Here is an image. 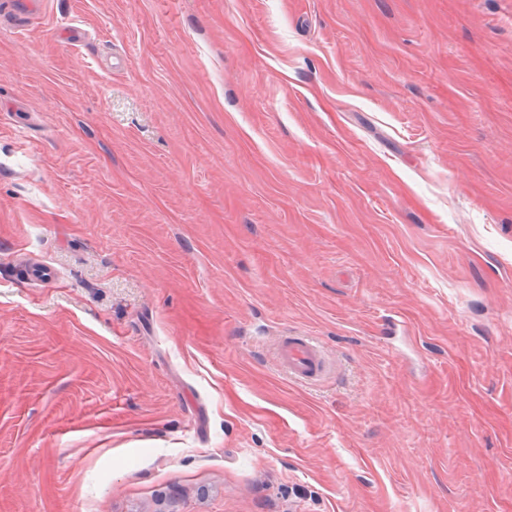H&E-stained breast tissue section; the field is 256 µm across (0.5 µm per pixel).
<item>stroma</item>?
Returning a JSON list of instances; mask_svg holds the SVG:
<instances>
[{
    "instance_id": "stroma-1",
    "label": "stroma",
    "mask_w": 512,
    "mask_h": 512,
    "mask_svg": "<svg viewBox=\"0 0 512 512\" xmlns=\"http://www.w3.org/2000/svg\"><path fill=\"white\" fill-rule=\"evenodd\" d=\"M40 3L0 0V512H512V0ZM278 366L292 379L312 383L322 379L329 362L321 346L308 336H289L276 349Z\"/></svg>"
}]
</instances>
